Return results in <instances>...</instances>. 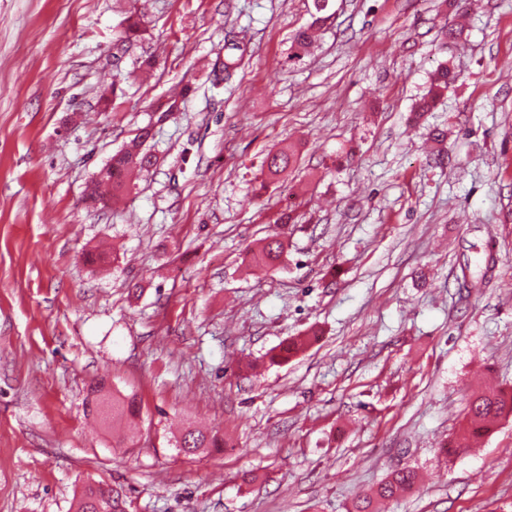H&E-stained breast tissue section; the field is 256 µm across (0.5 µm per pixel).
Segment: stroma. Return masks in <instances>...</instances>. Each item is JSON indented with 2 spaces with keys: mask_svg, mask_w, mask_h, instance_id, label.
I'll return each mask as SVG.
<instances>
[{
  "mask_svg": "<svg viewBox=\"0 0 512 512\" xmlns=\"http://www.w3.org/2000/svg\"><path fill=\"white\" fill-rule=\"evenodd\" d=\"M145 127L156 165L88 206ZM274 233L282 264L250 268ZM102 380L136 424L86 416ZM488 385L512 388V0H0V512L97 482L131 512H350L401 468L424 480L384 512H512V417L443 450ZM201 426L222 447L179 454ZM452 80L453 77L448 72L447 67L443 66L439 68L434 73L429 93L419 101L415 108V113L421 116L425 112H430L436 102L448 91V86L451 84ZM297 159L296 147L289 143L285 144L267 155L262 173L267 180L279 181L290 167L295 166ZM140 410L135 395L116 396L112 393V425L124 416L135 417Z\"/></svg>",
  "mask_w": 512,
  "mask_h": 512,
  "instance_id": "obj_1",
  "label": "stroma"
}]
</instances>
